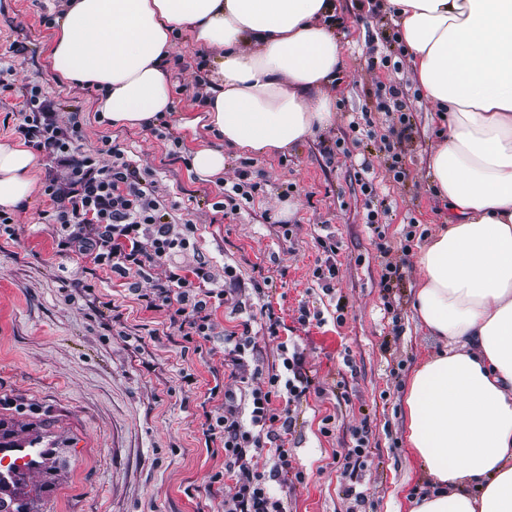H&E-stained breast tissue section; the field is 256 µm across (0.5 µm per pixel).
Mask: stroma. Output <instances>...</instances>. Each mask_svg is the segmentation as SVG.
Returning a JSON list of instances; mask_svg holds the SVG:
<instances>
[{"instance_id":"obj_1","label":"stroma","mask_w":512,"mask_h":512,"mask_svg":"<svg viewBox=\"0 0 512 512\" xmlns=\"http://www.w3.org/2000/svg\"><path fill=\"white\" fill-rule=\"evenodd\" d=\"M56 0H0V53L22 46L0 94V121L17 110L21 94L37 85L69 126L79 114L81 150L103 141L120 145L126 159L155 182L159 200L175 220L195 224L194 249L176 262L207 263L216 281L233 266L241 283L234 302L217 308V333L249 322L255 347L253 385L283 370L279 342L297 348L312 380L305 398L290 407L288 436L297 474L272 483L286 512H409L426 488L422 463L405 442L404 395L418 366L439 344L417 331L414 291L420 273L415 248L443 223L446 207L431 187L428 156L440 125L416 87L397 27L380 0H335L336 34L345 66L336 86V119L326 129L273 156L225 151L222 177L205 180L193 170L200 145L221 146L205 128L183 127L201 115L195 75L203 54L176 39L170 79L174 108L150 128L113 127L96 112L94 86L65 81L48 55ZM391 66H382V57ZM397 88L412 132L401 151L408 177L395 181L385 146L395 116L389 95ZM359 123L352 132L351 123ZM257 184L252 201L223 212L218 204L234 184ZM35 194L32 207L14 213L15 238L0 237V418L18 441L43 435L57 448L54 487L36 501L37 512H219L234 492L207 488L224 468V451L207 447L202 404L209 388L239 394L222 351L185 350L169 324V311L145 309L140 300L166 268L146 279H119L91 270L74 255H60L56 228ZM379 226L371 228L369 215ZM326 239L335 254L324 253ZM335 263L330 281L319 279ZM401 278L384 290L387 263ZM271 304L282 320L269 337L260 308ZM194 384H186L185 375ZM364 431L368 451L357 478L337 464ZM355 487L364 497L346 495Z\"/></svg>"}]
</instances>
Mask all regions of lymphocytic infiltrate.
Instances as JSON below:
<instances>
[{
  "label": "lymphocytic infiltrate",
  "mask_w": 512,
  "mask_h": 512,
  "mask_svg": "<svg viewBox=\"0 0 512 512\" xmlns=\"http://www.w3.org/2000/svg\"><path fill=\"white\" fill-rule=\"evenodd\" d=\"M14 131L28 147L46 154L66 172L64 180L52 178L43 186L58 226L59 254L81 256L122 278H143L152 266L166 265L164 279L155 281L144 297L147 308L167 307L171 326L187 342L211 341L213 315L218 306L233 299L236 279L232 268H225L224 283L215 288L205 266L189 269L174 262L176 253L190 248L195 225L169 221L152 181L111 142L94 153L80 151V120L59 126L52 101L39 87L24 92ZM283 367V373L269 374L266 387L251 390L248 411L226 401L202 413L206 443L220 444L224 450V469L213 480H228L235 487L222 502L223 512H283L269 484L288 481L292 420L289 414L277 412L273 403L299 400L308 384L300 353L284 358ZM266 450L274 464L265 474L257 471L253 459Z\"/></svg>",
  "instance_id": "obj_1"
}]
</instances>
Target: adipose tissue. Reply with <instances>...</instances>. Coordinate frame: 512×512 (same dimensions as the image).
<instances>
[{
    "instance_id": "adipose-tissue-1",
    "label": "adipose tissue",
    "mask_w": 512,
    "mask_h": 512,
    "mask_svg": "<svg viewBox=\"0 0 512 512\" xmlns=\"http://www.w3.org/2000/svg\"><path fill=\"white\" fill-rule=\"evenodd\" d=\"M424 99L444 126L428 168L448 218L419 247L414 310L442 348L414 372L406 440L431 480L409 512H512V0H386ZM332 0H61L53 72L97 87L109 125L148 128L173 105V31L218 50L201 104L224 151L289 150L330 126L345 64ZM37 157L0 139V207L28 211Z\"/></svg>"
}]
</instances>
